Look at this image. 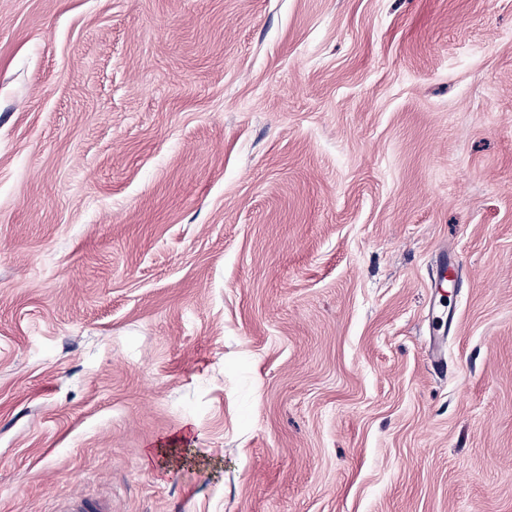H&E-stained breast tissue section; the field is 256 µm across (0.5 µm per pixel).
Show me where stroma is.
<instances>
[{
  "instance_id": "35a3bbf8",
  "label": "stroma",
  "mask_w": 512,
  "mask_h": 512,
  "mask_svg": "<svg viewBox=\"0 0 512 512\" xmlns=\"http://www.w3.org/2000/svg\"><path fill=\"white\" fill-rule=\"evenodd\" d=\"M74 493L512 512V0H0V512ZM194 434V428L191 423L184 424L180 430L171 436L166 443L161 444L158 448H150L145 453L147 463L154 462L157 458H166L168 454L180 450L181 445L190 439Z\"/></svg>"
}]
</instances>
